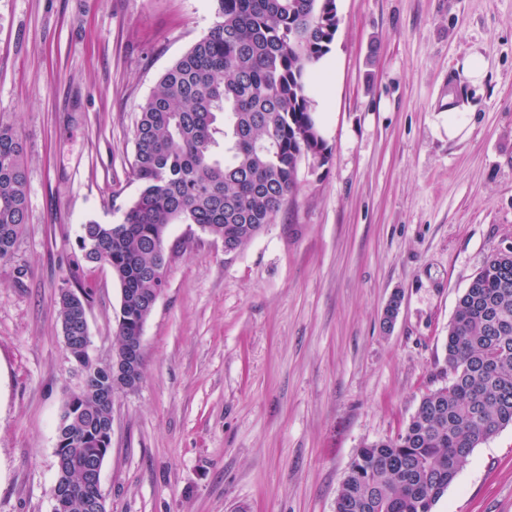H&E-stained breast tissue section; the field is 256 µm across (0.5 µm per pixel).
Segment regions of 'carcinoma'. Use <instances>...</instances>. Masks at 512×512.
Wrapping results in <instances>:
<instances>
[{
	"label": "carcinoma",
	"instance_id": "obj_1",
	"mask_svg": "<svg viewBox=\"0 0 512 512\" xmlns=\"http://www.w3.org/2000/svg\"><path fill=\"white\" fill-rule=\"evenodd\" d=\"M215 21L158 80L140 106L133 172L137 197L118 224L88 221L79 248L121 289L115 340L142 335L165 287L166 232L189 224L236 248L273 223L297 190L298 165L325 162L311 111L312 69L330 50L335 0H212ZM28 206L24 145L0 124V261L22 235ZM92 294L64 283L62 329L81 334ZM448 385L423 397L393 438L368 442L350 464L338 512H433L474 449L512 425V250L485 260L448 325ZM98 388L65 404L62 482L107 447L112 369L85 361ZM78 403L74 414L71 404Z\"/></svg>",
	"mask_w": 512,
	"mask_h": 512
}]
</instances>
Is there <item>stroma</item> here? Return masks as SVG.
I'll list each match as a JSON object with an SVG mask.
<instances>
[{"mask_svg":"<svg viewBox=\"0 0 512 512\" xmlns=\"http://www.w3.org/2000/svg\"><path fill=\"white\" fill-rule=\"evenodd\" d=\"M312 75L327 148L275 221L228 252L170 225L143 377L112 397L107 512H336L365 442L448 382L459 297L512 246V0H336ZM214 22L211 0H0V123L25 145L28 213L0 263V512H51L57 425L78 389L63 282L90 288L96 357L120 287L81 259L86 221L136 197L139 107ZM481 55L471 84L460 65ZM473 112L448 138V102ZM401 308L382 325L393 293ZM435 512H512V426L480 444Z\"/></svg>","mask_w":512,"mask_h":512,"instance_id":"35a3bbf8","label":"stroma"}]
</instances>
